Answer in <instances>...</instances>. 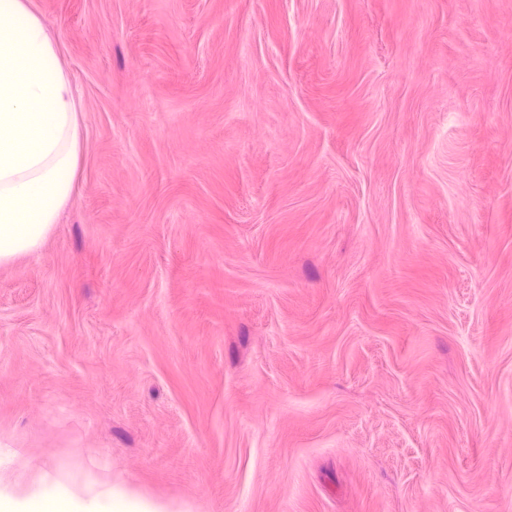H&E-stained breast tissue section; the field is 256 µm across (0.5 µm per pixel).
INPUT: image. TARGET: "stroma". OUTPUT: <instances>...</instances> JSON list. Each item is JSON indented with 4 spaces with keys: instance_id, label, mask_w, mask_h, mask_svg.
Here are the masks:
<instances>
[{
    "instance_id": "35a3bbf8",
    "label": "stroma",
    "mask_w": 512,
    "mask_h": 512,
    "mask_svg": "<svg viewBox=\"0 0 512 512\" xmlns=\"http://www.w3.org/2000/svg\"><path fill=\"white\" fill-rule=\"evenodd\" d=\"M26 3L82 147L0 267V476L512 512V0Z\"/></svg>"
}]
</instances>
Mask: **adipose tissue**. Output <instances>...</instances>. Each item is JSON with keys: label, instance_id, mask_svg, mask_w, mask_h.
Listing matches in <instances>:
<instances>
[{"label": "adipose tissue", "instance_id": "obj_1", "mask_svg": "<svg viewBox=\"0 0 512 512\" xmlns=\"http://www.w3.org/2000/svg\"><path fill=\"white\" fill-rule=\"evenodd\" d=\"M80 101L44 22L0 0V266L38 256L72 199ZM0 512H191L125 481L44 468L31 484L0 478Z\"/></svg>", "mask_w": 512, "mask_h": 512}]
</instances>
